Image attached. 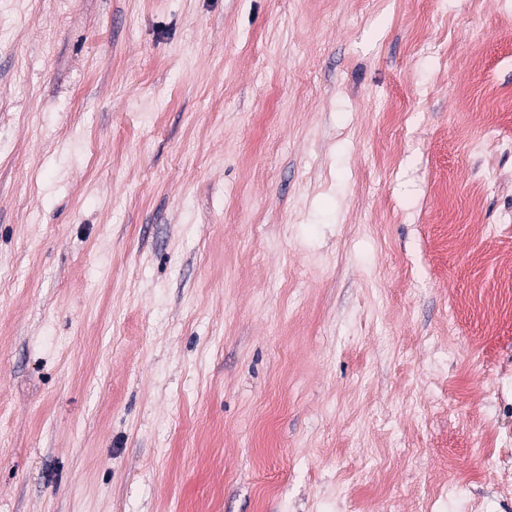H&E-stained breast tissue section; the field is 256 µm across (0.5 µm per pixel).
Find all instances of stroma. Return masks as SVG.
I'll return each mask as SVG.
<instances>
[{
  "mask_svg": "<svg viewBox=\"0 0 512 512\" xmlns=\"http://www.w3.org/2000/svg\"><path fill=\"white\" fill-rule=\"evenodd\" d=\"M512 0H0V512H512Z\"/></svg>",
  "mask_w": 512,
  "mask_h": 512,
  "instance_id": "stroma-1",
  "label": "stroma"
}]
</instances>
